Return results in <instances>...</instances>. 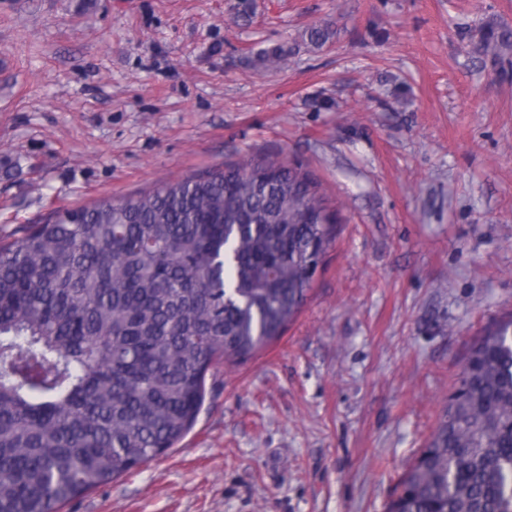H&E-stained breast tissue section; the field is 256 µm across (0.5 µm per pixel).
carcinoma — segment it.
Listing matches in <instances>:
<instances>
[{"label":"carcinoma","instance_id":"obj_1","mask_svg":"<svg viewBox=\"0 0 512 512\" xmlns=\"http://www.w3.org/2000/svg\"><path fill=\"white\" fill-rule=\"evenodd\" d=\"M333 230L309 173L252 157L19 225L0 244V512H60L174 447L208 368L298 313ZM401 486L389 512H512V322L474 345Z\"/></svg>","mask_w":512,"mask_h":512}]
</instances>
